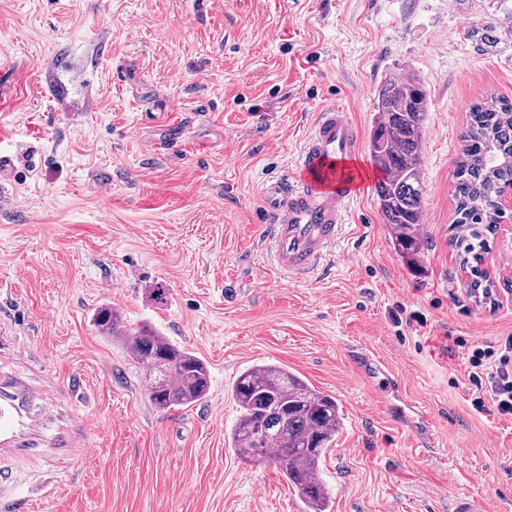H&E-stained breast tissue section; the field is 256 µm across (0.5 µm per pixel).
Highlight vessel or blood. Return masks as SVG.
<instances>
[{
  "label": "vessel or blood",
  "mask_w": 512,
  "mask_h": 512,
  "mask_svg": "<svg viewBox=\"0 0 512 512\" xmlns=\"http://www.w3.org/2000/svg\"><path fill=\"white\" fill-rule=\"evenodd\" d=\"M357 154L356 128L343 105L333 103L318 113L290 174L263 182L265 239L278 272L298 281L329 274L346 207L366 189Z\"/></svg>",
  "instance_id": "1"
}]
</instances>
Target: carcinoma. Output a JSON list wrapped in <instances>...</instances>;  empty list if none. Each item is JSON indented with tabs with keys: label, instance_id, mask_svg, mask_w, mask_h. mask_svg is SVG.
Returning <instances> with one entry per match:
<instances>
[{
	"label": "carcinoma",
	"instance_id": "cac0c4a2",
	"mask_svg": "<svg viewBox=\"0 0 512 512\" xmlns=\"http://www.w3.org/2000/svg\"><path fill=\"white\" fill-rule=\"evenodd\" d=\"M428 95L412 74L383 82L368 150L381 177L375 186L383 223L396 253L413 262L423 249L419 232L424 182L421 145ZM455 170V209L450 244L472 264V287H485L480 268L490 235L503 219L501 189L512 185V103L491 98L471 106ZM98 331L120 342L148 379L150 403L160 410L187 409L205 399L211 386L206 362L148 325L132 331L109 304L93 315ZM239 416L231 447L248 461L272 462L298 491L310 512H325L329 496L320 462L341 426L336 398L288 367L247 368L231 390Z\"/></svg>",
	"mask_w": 512,
	"mask_h": 512
}]
</instances>
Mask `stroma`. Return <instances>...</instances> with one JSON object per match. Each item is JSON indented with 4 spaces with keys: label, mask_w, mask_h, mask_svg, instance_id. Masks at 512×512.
Masks as SVG:
<instances>
[{
    "label": "stroma",
    "mask_w": 512,
    "mask_h": 512,
    "mask_svg": "<svg viewBox=\"0 0 512 512\" xmlns=\"http://www.w3.org/2000/svg\"><path fill=\"white\" fill-rule=\"evenodd\" d=\"M498 0H0V398L38 430L0 436V512H308L274 465L228 443L231 389L258 364L332 394L327 512H512V422L471 405L466 348L512 336V295L476 306L450 244L470 107L512 100V43L481 48ZM428 91L417 266L374 189L351 204L330 278L271 266L260 184L317 113L367 145L388 73ZM166 291L164 302L150 289ZM111 304L209 366L208 396L160 411L93 324ZM379 357L425 415L394 423L352 363Z\"/></svg>",
    "instance_id": "1"
}]
</instances>
